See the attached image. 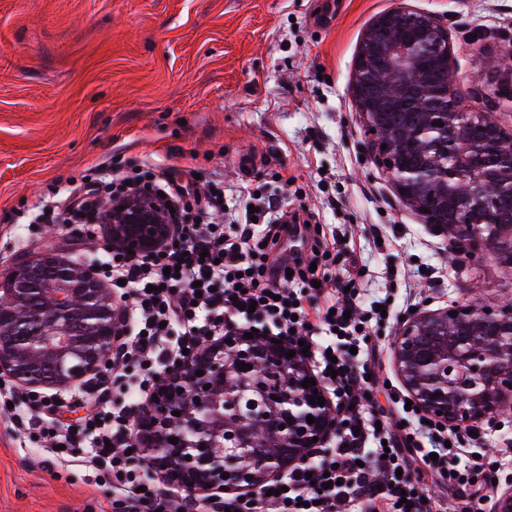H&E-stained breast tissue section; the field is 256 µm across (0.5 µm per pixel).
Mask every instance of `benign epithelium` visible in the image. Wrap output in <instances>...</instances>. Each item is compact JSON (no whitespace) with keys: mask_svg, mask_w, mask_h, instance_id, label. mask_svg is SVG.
<instances>
[{"mask_svg":"<svg viewBox=\"0 0 512 512\" xmlns=\"http://www.w3.org/2000/svg\"><path fill=\"white\" fill-rule=\"evenodd\" d=\"M452 63L450 28L443 18L399 0L363 35L353 95L374 158L402 199L428 209L441 234L461 243L481 237L471 225L498 222L503 200L512 201V142L497 144L496 163L486 162L485 115L463 103L450 79ZM390 112L418 114L412 128L399 132L417 160L394 152L387 127L380 125ZM436 114L446 115L447 123L433 125ZM450 133L458 148L443 167L421 147ZM98 221L109 230L106 249L133 257L149 254L170 237L167 211L148 190L121 210L103 205ZM450 223L469 228L453 234ZM452 310L457 316L445 310L404 318L391 348L416 408L443 425L475 428L493 422L512 403V310L475 303ZM247 332L253 338L244 337ZM123 333L121 306L95 266L55 249L22 252L0 266V381L25 398L53 401L111 378L108 362ZM288 351L261 326L246 329L231 322L223 339L169 365L155 389L157 399L134 414V447L146 473L163 477L180 496L208 504L221 501L226 489L255 494L269 477H282L290 465L325 447L337 434L330 400L318 384L300 386L312 375L298 357H286ZM242 362L263 366L267 374L245 378L237 367ZM434 393L439 397L431 398ZM318 396L324 405L310 403ZM173 437L179 441L170 442ZM224 473L229 478H222Z\"/></svg>","mask_w":512,"mask_h":512,"instance_id":"7a95c632","label":"benign epithelium"}]
</instances>
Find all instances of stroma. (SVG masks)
Here are the masks:
<instances>
[{
  "label": "stroma",
  "mask_w": 512,
  "mask_h": 512,
  "mask_svg": "<svg viewBox=\"0 0 512 512\" xmlns=\"http://www.w3.org/2000/svg\"><path fill=\"white\" fill-rule=\"evenodd\" d=\"M397 0H0V262L54 247L104 251L107 229L44 222L58 194L130 160L187 181L220 175L225 221L261 185L310 209L337 237L331 270L358 274L369 303L375 392L394 420L406 397L391 340L411 309L512 298L493 251L462 255L406 204L375 161L351 83L360 39ZM451 28L464 99L512 79V0H410ZM265 154L249 175L240 160ZM512 409L469 448L497 462L494 495L512 489ZM111 485L81 457L58 470L0 412V512H113Z\"/></svg>",
  "instance_id": "obj_1"
}]
</instances>
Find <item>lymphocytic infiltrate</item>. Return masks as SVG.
Segmentation results:
<instances>
[{"mask_svg":"<svg viewBox=\"0 0 512 512\" xmlns=\"http://www.w3.org/2000/svg\"><path fill=\"white\" fill-rule=\"evenodd\" d=\"M138 188L165 194L179 232L154 256L111 252L104 262L127 313L126 338L112 361L131 372L129 402L109 399L101 385L81 428L42 412L15 422L19 431L43 439V451L57 467H67L77 450H85L89 470L112 486L114 512H167V488L143 482L126 453L133 434L130 406L148 402L162 368L181 359L184 350L219 339L233 316L270 324L278 337L305 343L314 376L333 384L345 424L330 453L293 467L269 492L228 496L208 511L186 499L182 512H346L357 499L368 512H426L425 492L411 472L415 462L448 479L452 495L440 500L435 512H458L460 496L476 512L491 504L492 478L464 448L462 433L439 428L422 414L405 432L377 410L367 386L374 352L363 329L381 313L365 306L359 288L347 280L326 277L333 245L321 238L312 213L277 207L263 194L255 199L256 221L226 225L216 220L222 180L191 190L164 170L129 161L116 166L105 187L75 194L63 220L81 223L98 210L102 197ZM299 224L306 227L310 254L289 265L274 261L287 227Z\"/></svg>","mask_w":512,"mask_h":512,"instance_id":"obj_1","label":"lymphocytic infiltrate"}]
</instances>
